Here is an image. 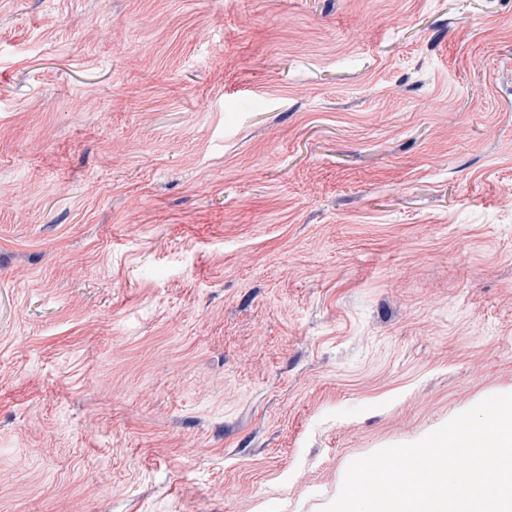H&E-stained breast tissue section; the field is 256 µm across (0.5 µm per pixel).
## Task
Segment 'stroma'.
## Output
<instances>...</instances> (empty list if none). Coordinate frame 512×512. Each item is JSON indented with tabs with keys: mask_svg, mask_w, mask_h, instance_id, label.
Masks as SVG:
<instances>
[{
	"mask_svg": "<svg viewBox=\"0 0 512 512\" xmlns=\"http://www.w3.org/2000/svg\"><path fill=\"white\" fill-rule=\"evenodd\" d=\"M512 388V0H0V512H322Z\"/></svg>",
	"mask_w": 512,
	"mask_h": 512,
	"instance_id": "stroma-1",
	"label": "stroma"
}]
</instances>
